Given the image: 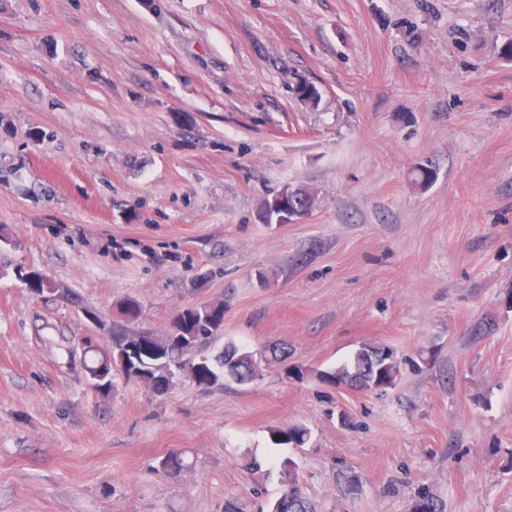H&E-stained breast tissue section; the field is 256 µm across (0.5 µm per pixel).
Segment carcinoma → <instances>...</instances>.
Here are the masks:
<instances>
[{"label": "carcinoma", "instance_id": "1", "mask_svg": "<svg viewBox=\"0 0 512 512\" xmlns=\"http://www.w3.org/2000/svg\"><path fill=\"white\" fill-rule=\"evenodd\" d=\"M314 205L313 195L304 188L288 191V206L309 211ZM18 279L34 294L47 287L46 277L34 271L17 270ZM224 325V303H204L189 308L171 322L182 337L190 336L205 346L217 339V332ZM182 343L170 336H142V344L133 351H123L115 360L126 378L139 374L149 381L158 395L170 390L174 370L188 372L200 387H211L221 382L244 385L262 376L263 367L284 362L286 348L269 345L248 350L234 342L224 344L215 357L185 359ZM399 374L398 363L387 348L365 344L354 355L351 364L330 370H320L315 376L323 383L336 387L352 388L362 392H384L393 387ZM271 441L276 446L294 445L302 448L308 441L307 429L299 426L276 428ZM284 490L269 504V512H316L304 487L297 479V464L293 458L281 461ZM411 512H441L438 500L429 493L421 494L412 504Z\"/></svg>", "mask_w": 512, "mask_h": 512}]
</instances>
